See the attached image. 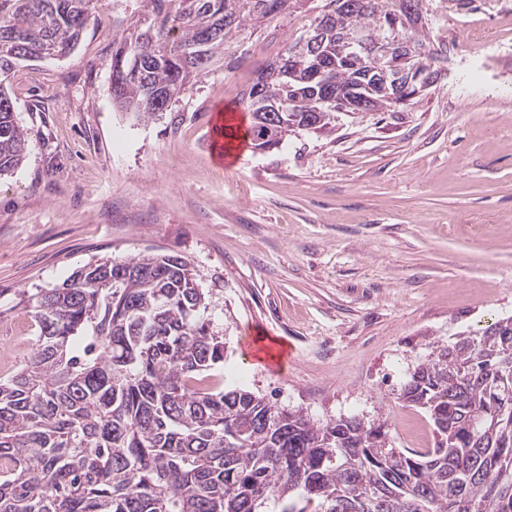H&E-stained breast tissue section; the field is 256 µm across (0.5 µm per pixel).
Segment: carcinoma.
I'll return each mask as SVG.
<instances>
[{"label": "carcinoma", "instance_id": "cac0c4a2", "mask_svg": "<svg viewBox=\"0 0 512 512\" xmlns=\"http://www.w3.org/2000/svg\"><path fill=\"white\" fill-rule=\"evenodd\" d=\"M112 50L121 108L148 121L217 61L308 0H146ZM327 0L333 27L408 39L411 77L443 50L429 26L408 29L396 0ZM90 0H0V72L63 53ZM284 41L242 95L251 148L272 151L301 131L330 133L348 97L399 107L363 47L325 37L303 68ZM27 132L0 83V176L25 158ZM37 328L29 357L0 379V512H265L299 492L289 512H512V318L438 344L408 372L400 399L422 409L433 448H396L383 423L315 424L241 388L208 384L224 362L203 318L208 294L187 260L139 253L88 263L69 282L19 293Z\"/></svg>", "mask_w": 512, "mask_h": 512}]
</instances>
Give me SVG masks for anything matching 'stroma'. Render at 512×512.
Instances as JSON below:
<instances>
[{"instance_id": "obj_1", "label": "stroma", "mask_w": 512, "mask_h": 512, "mask_svg": "<svg viewBox=\"0 0 512 512\" xmlns=\"http://www.w3.org/2000/svg\"><path fill=\"white\" fill-rule=\"evenodd\" d=\"M142 0H91L69 53L23 61L6 85L28 133L0 177V379L23 364L36 327L22 291L62 285L84 264L152 251L184 258L209 295L228 388L314 423H387L434 342L512 316V45L471 46L512 0L438 9L437 45L459 43L414 105L341 116L254 151L241 102L261 44L204 75L172 109L137 122L112 100V48ZM234 138L217 163L214 115ZM292 349L281 361L279 349Z\"/></svg>"}]
</instances>
